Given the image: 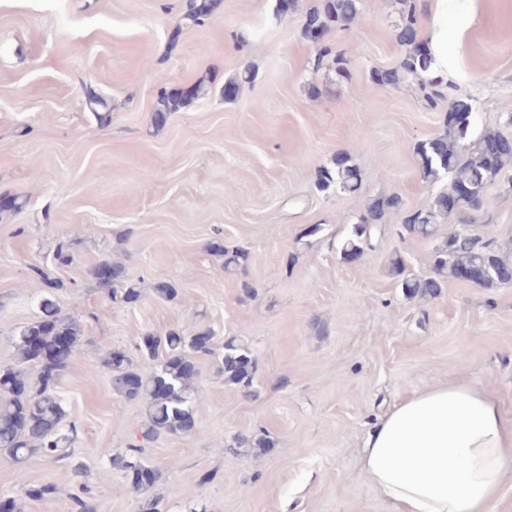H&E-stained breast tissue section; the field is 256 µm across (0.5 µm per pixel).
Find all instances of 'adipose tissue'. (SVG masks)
I'll use <instances>...</instances> for the list:
<instances>
[{
  "label": "adipose tissue",
  "instance_id": "adipose-tissue-1",
  "mask_svg": "<svg viewBox=\"0 0 512 512\" xmlns=\"http://www.w3.org/2000/svg\"><path fill=\"white\" fill-rule=\"evenodd\" d=\"M359 472L393 512H494L512 481V419L473 380L411 392L367 436Z\"/></svg>",
  "mask_w": 512,
  "mask_h": 512
}]
</instances>
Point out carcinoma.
Returning a JSON list of instances; mask_svg holds the SVG:
<instances>
[{
  "mask_svg": "<svg viewBox=\"0 0 512 512\" xmlns=\"http://www.w3.org/2000/svg\"><path fill=\"white\" fill-rule=\"evenodd\" d=\"M395 3L398 21L394 36L405 54L397 67L372 70L371 79L381 86L410 87L426 107L437 109L446 98L449 85L444 79L429 75L431 57L419 43L420 0H395ZM219 6L220 0H185L182 19L189 25H200ZM358 13L359 0H318L305 13L303 36L310 37L312 31L325 34L332 29L344 30ZM327 62L336 76L349 78L351 61L347 51L322 46L313 66L319 70ZM83 92L87 109L100 124H108L112 115L105 95L91 84L83 85ZM208 93L209 87L202 79L185 93L163 91L160 108L154 115L155 124L163 123L168 115L179 111L187 98ZM448 113L455 120L445 122L444 133L416 148L423 177L435 181L440 172H446L448 187L435 194L427 206L418 209L407 207L397 194L371 199L342 242L344 258L354 259L374 248L389 212L401 216L408 235L421 238L433 237L437 225L451 218L467 223V213L483 206L488 185L499 175L512 171V136L498 129L470 136L472 105L468 98L453 99L448 103ZM363 181L364 174L352 163L349 154L339 152L333 159V167L319 169L316 186L320 191L334 187L343 193L356 192ZM462 186L469 187L471 195L450 214L448 197ZM215 253L224 257V271L229 273L246 267L251 259V252L243 246L231 250L218 248ZM466 270L478 271L475 283L485 288L512 283V260L498 252L489 234L474 233L466 227L449 232L436 246L434 275L416 278L407 273L400 259L393 261L390 268L407 297L431 299L441 293L442 278L449 274L458 279ZM93 275L113 304L125 306L138 300L139 288L125 279L120 263L104 260ZM213 336L210 329L194 334L179 329H170L163 335L146 332L134 343L138 361L125 349H106L103 363L111 374L112 389L123 398L143 402L146 421L141 429L142 443L122 450H105L102 462L122 471L136 493L153 489L161 477L159 470L143 459L144 444L162 434L184 435L195 429L193 408L199 399L197 357L215 358L220 363L224 383L245 396L255 393L258 361L248 342L232 336L216 348L212 344ZM79 337L77 321L62 314L51 297L42 300L37 320L22 326L14 336L17 359L12 365L0 367L1 456L16 464L33 454L55 459L72 457L76 427L67 423L68 413L59 387ZM141 360L153 369L141 368ZM89 493V487L82 484L70 495L71 512H95Z\"/></svg>",
  "mask_w": 512,
  "mask_h": 512,
  "instance_id": "1",
  "label": "carcinoma"
}]
</instances>
